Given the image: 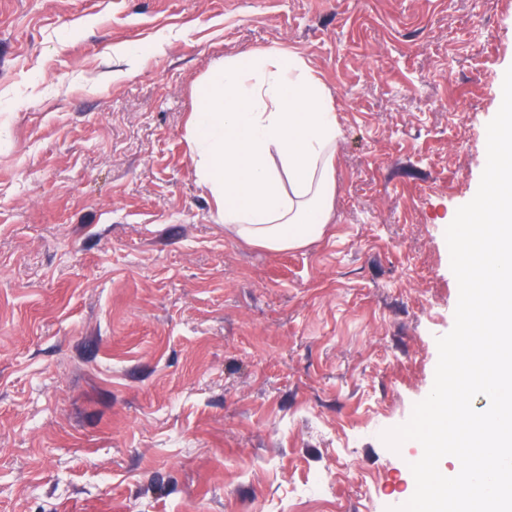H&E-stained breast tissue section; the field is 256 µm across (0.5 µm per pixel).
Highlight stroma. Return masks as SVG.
<instances>
[{
    "mask_svg": "<svg viewBox=\"0 0 512 512\" xmlns=\"http://www.w3.org/2000/svg\"><path fill=\"white\" fill-rule=\"evenodd\" d=\"M300 52L336 216L225 234L184 139L213 62ZM147 52L130 67L116 50ZM512 66V0H0V512H392Z\"/></svg>",
    "mask_w": 512,
    "mask_h": 512,
    "instance_id": "stroma-1",
    "label": "stroma"
}]
</instances>
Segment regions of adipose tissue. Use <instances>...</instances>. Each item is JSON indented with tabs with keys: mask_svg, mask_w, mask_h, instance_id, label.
I'll list each match as a JSON object with an SVG mask.
<instances>
[{
	"mask_svg": "<svg viewBox=\"0 0 512 512\" xmlns=\"http://www.w3.org/2000/svg\"><path fill=\"white\" fill-rule=\"evenodd\" d=\"M195 96L185 139L215 223L273 252L319 240L342 136L321 77L295 51L256 48L214 63Z\"/></svg>",
	"mask_w": 512,
	"mask_h": 512,
	"instance_id": "1",
	"label": "adipose tissue"
}]
</instances>
